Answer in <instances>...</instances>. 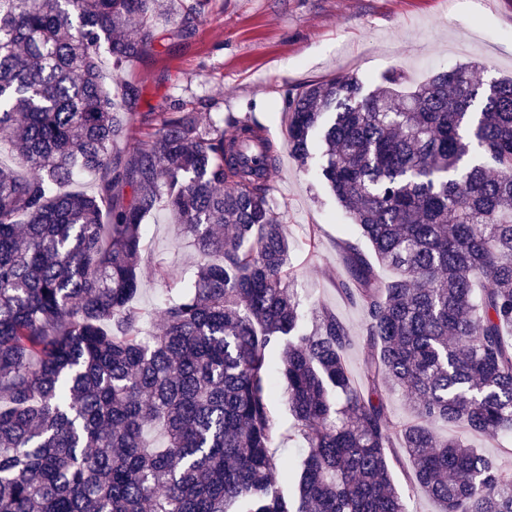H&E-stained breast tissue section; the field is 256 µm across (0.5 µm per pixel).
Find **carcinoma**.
Wrapping results in <instances>:
<instances>
[{"label":"carcinoma","instance_id":"1","mask_svg":"<svg viewBox=\"0 0 512 512\" xmlns=\"http://www.w3.org/2000/svg\"><path fill=\"white\" fill-rule=\"evenodd\" d=\"M167 11L0 0V143L34 173L0 165V512H408L396 444L439 512H512V472L471 444L512 434V78L461 64L402 91L393 70L368 91L337 74L288 98V154L307 166L321 134V177L363 240L342 243L338 284L365 311L358 385L336 312L299 329L269 183L281 145L254 115L174 100L118 147L139 99L123 73ZM82 172L90 193L69 190ZM162 209L197 272L147 334L142 226ZM291 437L306 453L285 463L273 448ZM385 403L388 413L399 424L406 423L410 420V412L406 398L400 391H389L385 395Z\"/></svg>","mask_w":512,"mask_h":512}]
</instances>
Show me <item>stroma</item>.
Masks as SVG:
<instances>
[{
	"label": "stroma",
	"instance_id": "1",
	"mask_svg": "<svg viewBox=\"0 0 512 512\" xmlns=\"http://www.w3.org/2000/svg\"><path fill=\"white\" fill-rule=\"evenodd\" d=\"M183 3L174 0L176 11L159 25L152 50L124 73L140 88L133 137L147 132L145 113L164 111L177 98L190 107L206 99L218 112L252 113L281 143L289 94L339 73L357 74L369 90L392 69L408 88L469 61L486 77L512 74V0H209L195 34L176 43L168 33L179 26ZM272 184L286 215L302 312L326 306L361 336L364 310L337 287L347 276L339 244L354 237V225L315 166L282 156ZM141 262L152 276L137 305L156 331L166 298L195 276V248L162 212L144 227ZM393 454L409 512H438L417 491L403 449Z\"/></svg>",
	"mask_w": 512,
	"mask_h": 512
}]
</instances>
